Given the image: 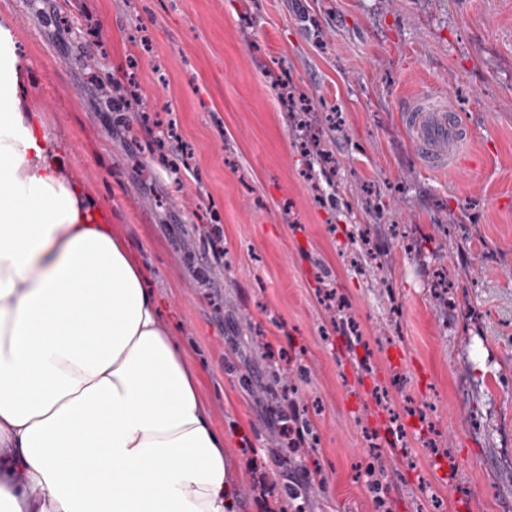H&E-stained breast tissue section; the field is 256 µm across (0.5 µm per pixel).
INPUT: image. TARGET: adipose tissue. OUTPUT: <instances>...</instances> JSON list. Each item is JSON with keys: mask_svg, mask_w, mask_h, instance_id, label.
<instances>
[{"mask_svg": "<svg viewBox=\"0 0 512 512\" xmlns=\"http://www.w3.org/2000/svg\"><path fill=\"white\" fill-rule=\"evenodd\" d=\"M0 15V512H231L224 435L147 268L18 95Z\"/></svg>", "mask_w": 512, "mask_h": 512, "instance_id": "obj_1", "label": "adipose tissue"}]
</instances>
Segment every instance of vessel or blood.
Returning a JSON list of instances; mask_svg holds the SVG:
<instances>
[{
  "label": "vessel or blood",
  "instance_id": "b4317fda",
  "mask_svg": "<svg viewBox=\"0 0 512 512\" xmlns=\"http://www.w3.org/2000/svg\"><path fill=\"white\" fill-rule=\"evenodd\" d=\"M401 121L425 171L452 172L463 164L472 131L458 119L455 108L432 90H421L406 101Z\"/></svg>",
  "mask_w": 512,
  "mask_h": 512
}]
</instances>
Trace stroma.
Listing matches in <instances>:
<instances>
[{
    "instance_id": "1",
    "label": "stroma",
    "mask_w": 512,
    "mask_h": 512,
    "mask_svg": "<svg viewBox=\"0 0 512 512\" xmlns=\"http://www.w3.org/2000/svg\"><path fill=\"white\" fill-rule=\"evenodd\" d=\"M0 13L28 106L69 145L62 177L130 240L197 373L235 512H264L248 470L272 468L278 445L270 346L316 426L303 454L325 487L306 512H375L371 464L392 512H512V0H0ZM129 69L192 154L180 179L91 104L88 72ZM423 87L472 129L475 169H422L401 109Z\"/></svg>"
}]
</instances>
